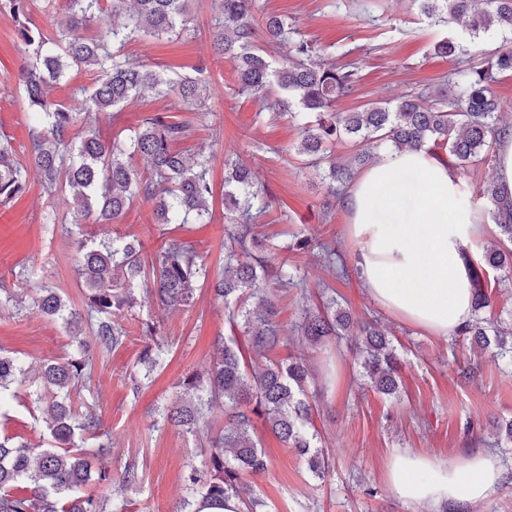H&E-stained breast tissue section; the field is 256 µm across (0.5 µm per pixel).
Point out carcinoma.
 <instances>
[{"mask_svg":"<svg viewBox=\"0 0 512 512\" xmlns=\"http://www.w3.org/2000/svg\"><path fill=\"white\" fill-rule=\"evenodd\" d=\"M101 0H66L67 26L52 38L28 21V0H0L16 22V35L32 50L34 62L21 75L27 106L34 119L32 167L43 178L46 190L62 183L69 189V216L46 223L63 225L72 236L76 273L84 287V300L76 308L54 288H42L23 298L20 293L0 296V307L31 310L59 321L72 336L83 326L92 340L77 341V348L60 361L48 360L38 376L35 404L42 393L52 394L43 414L31 412L47 432L46 447L0 433V512H128V501L112 500L104 490L112 477L107 468L93 465L105 445L85 447L100 437L101 421L92 410L72 402L71 388L91 381L89 354L94 348L115 350L124 344L125 333L114 318L154 302L164 309L194 306L198 290L207 286L223 304L230 331L247 338L250 352L236 337H219L209 368L182 382V401L163 413V420L185 434L203 436L207 453L203 469L189 467L184 476L187 496L180 512H200L199 504L224 506L234 498L242 512H269L250 478L267 467L264 449L255 439V420L272 432L287 449L303 458L309 472L325 479L331 470L329 456L318 445L321 438L310 431L314 401L307 388L312 380L309 360L293 350L284 357L281 347V310L273 286L302 284L298 271L277 258L276 245L261 238L247 220L271 204L265 184L235 151L224 154V268L216 276L195 244L168 238L146 278L142 245L135 239H90L83 224H114L133 199L154 202L156 223L210 224L213 194L210 179L212 156L200 154L189 161L174 144L191 134L192 122H169L158 113L145 115L137 129L105 141L93 126L77 127V115L50 97L52 85L61 82L69 69L90 67L97 73L94 87L80 89L87 110L111 112L139 98L144 91L157 97L174 92L192 105L207 89L206 64L194 67L195 75L171 77L122 53L136 33L157 39L188 38L190 0H112V14L95 35L82 33L86 20L101 11ZM259 0H224L211 27L213 49L233 61L237 94L262 101L275 115L288 114L299 121L298 152L308 165L320 168L326 183L320 210L336 208L356 173L373 159L372 149L389 143L398 151L419 150L429 145L448 148L454 166L465 169L492 160L495 151L512 137V124L499 117L501 102L492 85L503 72H512V0H412L428 19L463 21L471 37L496 33L499 41L486 52L478 67L456 70L448 76L447 90L431 100L408 94L395 101L375 102L353 112L336 110V101L353 92L359 81L354 66L312 63L315 45L290 29L273 14L257 25ZM284 50L272 59L268 50ZM461 42L444 38L435 52L456 57ZM349 139L357 146L344 160L334 155L336 143ZM150 161L151 175L143 177L136 157ZM28 168L14 158L11 144L0 138V202L22 193ZM498 230L496 244L486 249L482 266L466 260L473 290L475 318L459 326L454 335L494 357L512 355V331L484 316L493 308V291L484 279L485 268L512 273V190L491 181L477 189ZM301 308L295 324V343L314 351L344 336H358L364 384L395 398L399 393L398 358L389 337L377 326L353 318L334 295H321L311 304L307 291L300 294ZM145 345L139 362L146 372L158 364L160 330L152 317L141 322ZM26 381L20 362L0 352V407L18 397L17 387ZM224 403V423L206 419L216 401Z\"/></svg>","mask_w":512,"mask_h":512,"instance_id":"1","label":"carcinoma"}]
</instances>
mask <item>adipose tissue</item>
I'll list each match as a JSON object with an SVG mask.
<instances>
[{
    "label": "adipose tissue",
    "instance_id": "obj_1",
    "mask_svg": "<svg viewBox=\"0 0 512 512\" xmlns=\"http://www.w3.org/2000/svg\"><path fill=\"white\" fill-rule=\"evenodd\" d=\"M455 184L448 157L439 150H391L361 170L344 202L358 246L357 265L371 298L441 336L472 316L462 256L480 230L474 215L449 216ZM502 475L498 458L487 453L448 462L398 452L385 471L401 499L433 506L484 501Z\"/></svg>",
    "mask_w": 512,
    "mask_h": 512
}]
</instances>
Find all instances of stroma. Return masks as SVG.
<instances>
[{
  "label": "stroma",
  "mask_w": 512,
  "mask_h": 512,
  "mask_svg": "<svg viewBox=\"0 0 512 512\" xmlns=\"http://www.w3.org/2000/svg\"><path fill=\"white\" fill-rule=\"evenodd\" d=\"M264 11L283 16L289 24L319 47L327 61L359 66L362 80L353 93L336 107L352 111L359 106L391 101L408 93L436 95L456 68L483 61L492 41L486 37L465 41L464 55L448 60L432 54L436 41L460 33L455 22L435 24L420 16L410 0H260ZM221 0H192L193 38L183 42H159L138 35L123 52L131 59L158 70L191 73L198 62L208 68L209 89L203 107L190 111L177 97L146 98L115 113L98 118L104 138L114 131L136 126L148 112L164 113L169 120L193 122L190 137L176 148L188 155L211 152L214 220L187 224L176 236L192 241L211 271L224 266V152L236 150L273 192L266 212L257 216L258 231L280 245L281 259L300 267L311 291L330 287L349 304L356 318L379 321L391 332L402 361V388L398 398L359 389L354 337L333 342L314 362L325 376L323 409L315 420L322 446L330 455L332 470L326 480L315 479L305 464L265 427L257 435L267 455V469L256 477L257 492L272 512H446L445 507L402 500L385 480L391 454L414 451L439 461L461 455L489 452L505 471L502 485L469 512H512V444L500 441L496 424L512 418V364L473 351L465 339L453 340L425 332L379 307L368 294L357 272L334 276L317 250L290 249V236L314 232L317 239L334 243L346 264H353L356 244L348 231L344 206L321 217L322 174L305 167L297 152L299 129L291 117L263 114L259 100L234 93L233 63L213 51L209 30L220 12ZM9 13L0 12V134L7 136L17 159L31 160V122L27 118L19 75L33 63L15 34ZM497 176V165L483 162L459 171L458 186L469 196V208L486 227L473 242L469 256L480 261L495 236L488 209L474 201L477 188ZM68 192L44 189L38 176H30L24 193L0 204V289L35 294L45 287L61 289L71 304H80L82 286L75 273V253L70 238L50 235L44 226L49 214L65 216L70 208ZM88 235L113 234L137 238L145 257H153L164 243L155 222L153 205L134 199L116 224L88 223ZM34 269L29 282H18V265ZM153 316L164 341L159 365L144 374L137 358L144 346L140 322ZM125 330L124 344L110 352L93 351V384L78 399L93 405L101 418L103 442L110 452L105 463L113 477H120L128 462L143 472L138 487L124 490L132 512H178L184 494L182 476L203 456L194 436L160 424L164 406L179 394V381L209 367L213 343L229 332L224 310L201 291L186 310L158 308L134 310L118 319ZM74 339L59 323L13 308L0 309V350L37 370L46 359L67 357ZM477 365L473 379L460 378L461 368ZM141 378L140 390H132V378ZM8 419L0 430L30 444L41 443L34 428L27 386H20Z\"/></svg>",
  "instance_id": "35a3bbf8"
}]
</instances>
